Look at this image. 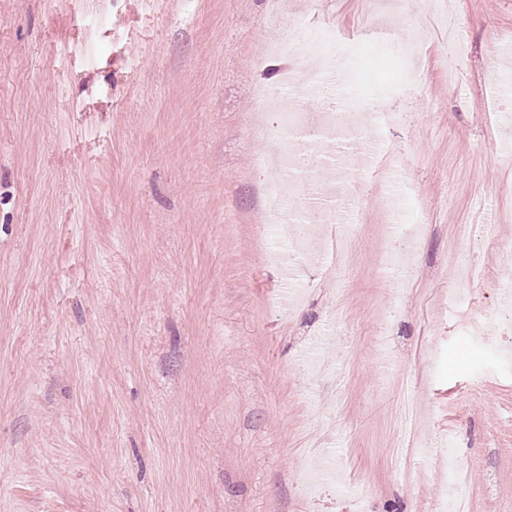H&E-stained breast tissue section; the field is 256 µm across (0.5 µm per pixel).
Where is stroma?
Returning a JSON list of instances; mask_svg holds the SVG:
<instances>
[{"label": "stroma", "mask_w": 512, "mask_h": 512, "mask_svg": "<svg viewBox=\"0 0 512 512\" xmlns=\"http://www.w3.org/2000/svg\"><path fill=\"white\" fill-rule=\"evenodd\" d=\"M432 8L0 0V512H512V0ZM370 13L420 57L361 54ZM294 24L394 121L378 153L353 126L357 198L314 171L358 219L308 226L284 311L253 118ZM405 397L429 444L399 459Z\"/></svg>", "instance_id": "1"}]
</instances>
